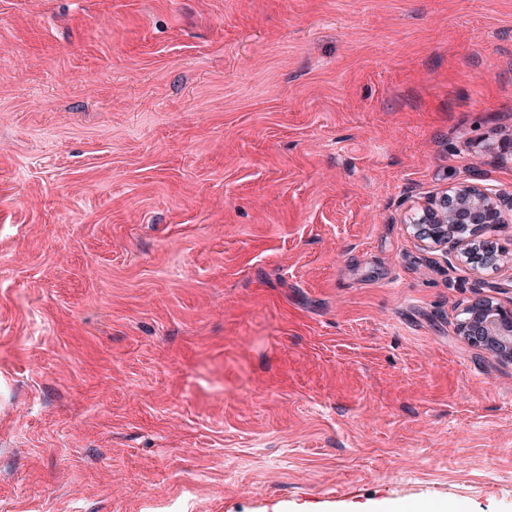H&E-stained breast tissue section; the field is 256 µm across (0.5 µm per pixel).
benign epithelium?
I'll return each instance as SVG.
<instances>
[{
	"instance_id": "obj_1",
	"label": "benign epithelium",
	"mask_w": 512,
	"mask_h": 512,
	"mask_svg": "<svg viewBox=\"0 0 512 512\" xmlns=\"http://www.w3.org/2000/svg\"><path fill=\"white\" fill-rule=\"evenodd\" d=\"M403 223L421 246L437 249L457 264H470L481 252L480 268L496 267L505 250L486 241L485 234L512 223V194L485 184L461 181L438 196L423 198L408 207ZM458 335L496 358L512 362V307L494 297L474 299L461 313Z\"/></svg>"
}]
</instances>
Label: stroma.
I'll use <instances>...</instances> for the list:
<instances>
[{
    "label": "stroma",
    "mask_w": 512,
    "mask_h": 512,
    "mask_svg": "<svg viewBox=\"0 0 512 512\" xmlns=\"http://www.w3.org/2000/svg\"><path fill=\"white\" fill-rule=\"evenodd\" d=\"M510 136L512 0H0V512H512ZM403 223L409 224L421 246L437 249L456 264H472L483 253L480 268H497L505 250L484 235L512 223V194L468 180L448 186L439 196L423 198L408 207ZM457 332L475 347L488 350L497 359L512 362V307L494 297L474 299L460 314Z\"/></svg>",
    "instance_id": "1"
}]
</instances>
